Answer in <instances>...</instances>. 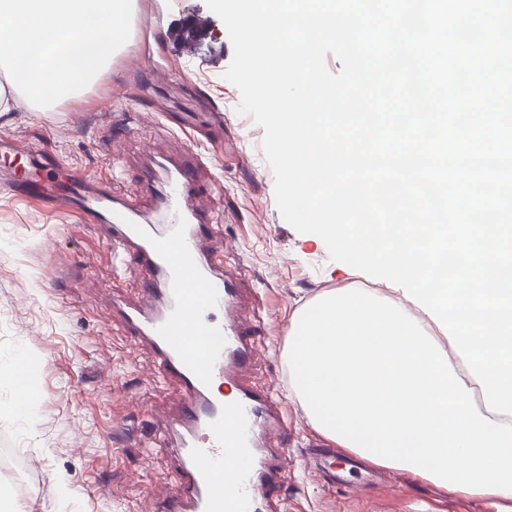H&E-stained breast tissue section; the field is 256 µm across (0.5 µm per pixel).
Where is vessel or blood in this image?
I'll use <instances>...</instances> for the list:
<instances>
[{
  "mask_svg": "<svg viewBox=\"0 0 512 512\" xmlns=\"http://www.w3.org/2000/svg\"><path fill=\"white\" fill-rule=\"evenodd\" d=\"M200 177V165L184 162L168 163L160 179L146 172V187L161 206L156 224L78 171L56 185L32 174L0 188L75 212L82 223L103 226L113 254H137L146 286L137 304L113 310L181 387L180 417L157 424L161 447L179 462L167 512H280L271 494L279 472L269 450L288 422L271 394L239 380L255 349L243 331L240 278L225 273L224 257L212 246L216 227L203 223L193 205ZM218 384L231 385L234 398L217 396Z\"/></svg>",
  "mask_w": 512,
  "mask_h": 512,
  "instance_id": "vessel-or-blood-1",
  "label": "vessel or blood"
}]
</instances>
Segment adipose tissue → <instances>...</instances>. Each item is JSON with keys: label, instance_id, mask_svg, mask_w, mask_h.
Here are the masks:
<instances>
[{"label": "adipose tissue", "instance_id": "obj_1", "mask_svg": "<svg viewBox=\"0 0 512 512\" xmlns=\"http://www.w3.org/2000/svg\"><path fill=\"white\" fill-rule=\"evenodd\" d=\"M133 0H0V112H41L82 95L121 50Z\"/></svg>", "mask_w": 512, "mask_h": 512}]
</instances>
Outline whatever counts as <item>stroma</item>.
<instances>
[{
	"label": "stroma",
	"instance_id": "1",
	"mask_svg": "<svg viewBox=\"0 0 512 512\" xmlns=\"http://www.w3.org/2000/svg\"><path fill=\"white\" fill-rule=\"evenodd\" d=\"M197 14L210 29L187 56L170 33ZM232 56L227 29L205 0H135L122 51L84 94L47 112L0 114V136L19 146L0 156V172L21 177L33 156L53 157L135 197L147 157L165 158L175 139L190 138L185 158L201 162L222 193L201 194L196 207L220 224L214 248L242 272L243 307L257 312L246 378L279 396L288 420L274 451L285 467L276 494L286 512H512L511 501L457 497L333 448L305 416L289 384L293 311L332 289L386 285L349 272L319 236L283 219L265 132L238 113L240 93L224 77ZM143 282L135 255L113 272L98 225L0 192V369L26 356L36 396L33 420L0 417V448L41 463L35 472L0 474V494L26 512L167 506L175 457L154 447V421L175 415L176 388L153 367L151 351L112 322V300H137Z\"/></svg>",
	"mask_w": 512,
	"mask_h": 512
}]
</instances>
